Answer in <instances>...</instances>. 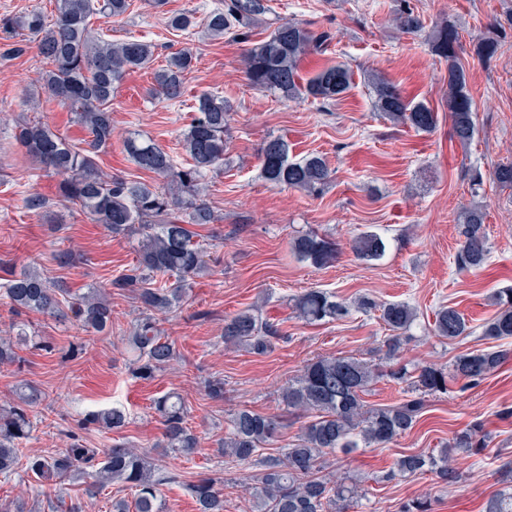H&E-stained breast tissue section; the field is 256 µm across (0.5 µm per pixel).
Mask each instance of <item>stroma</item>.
<instances>
[{"label": "stroma", "instance_id": "35a3bbf8", "mask_svg": "<svg viewBox=\"0 0 512 512\" xmlns=\"http://www.w3.org/2000/svg\"><path fill=\"white\" fill-rule=\"evenodd\" d=\"M118 22L93 19L108 40L147 41L155 46V65L128 73L111 102L112 143L98 156L100 168L118 178L155 182V174L139 169L128 157L123 140L137 132L151 138L178 164H185L182 134L196 114L198 98L212 93L232 106L226 164L209 175L204 199L215 219L196 226L207 268L194 277L186 298L160 316L159 327L175 343L177 358L151 380L133 378L126 346L141 307L131 289L112 282L137 263L138 234H115L95 223L80 206L60 202L58 176L36 166L15 140L17 122L32 118L48 123L70 142L86 136L72 112L51 98L38 81L45 62L26 32L0 31V45L21 43L24 54L0 59V286L27 266H36L51 283L74 292L109 289L112 326L102 333L75 323L11 309L0 293V336H15L17 327L53 343L48 354L20 347L18 363L0 365V401L30 385L41 399L30 410L32 436L27 455L55 452L76 434L89 448L104 449L128 442L180 474L181 480L160 486L162 512H197L183 483L198 474L223 480L227 512H252L242 483L257 473L216 453L227 419L241 407L262 414L282 411L281 389L304 366L321 356H353L382 365L386 334L377 313L310 325L298 319L294 296L307 288H323L352 301L369 295L380 302L403 301L418 319L401 348L403 362L450 367L458 355L483 347L478 334L494 317L493 295L512 286V189L502 188L491 174L512 162V0H269V10L251 28L249 40L232 33L211 39L203 21L224 0H129ZM411 9L423 24L405 33L394 15ZM192 13L197 25L185 32L167 25L170 15ZM286 19L314 32L331 33L326 50L306 56L301 78L322 67L343 63L353 72L351 90L342 98L284 99L254 89L245 75L249 42L266 39ZM457 26L458 59L467 72L476 133L468 144L453 135L448 114V63L428 42L436 26ZM500 32V46L491 63L475 54L478 41ZM191 50L196 61L187 74L179 100L152 93L154 68L179 50ZM377 72L409 101L423 102L438 115L430 134L397 126L374 108L368 72ZM284 138L293 157L322 155L334 172L330 188L319 197L266 182L261 176V148ZM479 204L486 213L488 260L471 272L458 271L456 216L462 206ZM366 225L387 237L385 258L364 263L351 252L350 240ZM314 232L336 242L339 255L331 266L315 268L300 262L290 241ZM68 252L59 262V252ZM456 307L473 333L452 341L435 336L433 312ZM260 309L279 322L284 341L264 355L225 346L224 319L238 311ZM224 383L214 398L205 385ZM180 393L188 423L201 438L192 458L161 455L156 443L163 425L152 407L167 392ZM117 407L127 420L118 431L86 425L91 412ZM491 438L479 454L459 455L456 483L444 484L434 474L384 480L400 454L430 452L474 424ZM512 360L477 385L452 380L446 391L428 396L427 406L412 430L384 448H369L334 459L335 476L362 480L368 492L361 512H400L404 503L425 496L431 512H484L489 496L512 488ZM87 477L42 482L25 468L0 475V504L21 500L27 512H66L77 503L82 512H112L116 499L130 491L112 484L102 495L85 494Z\"/></svg>", "mask_w": 512, "mask_h": 512}]
</instances>
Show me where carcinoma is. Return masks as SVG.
<instances>
[{
  "mask_svg": "<svg viewBox=\"0 0 512 512\" xmlns=\"http://www.w3.org/2000/svg\"><path fill=\"white\" fill-rule=\"evenodd\" d=\"M128 0H56L53 20L39 9L5 18L4 29L28 32L37 52L49 69L41 72L43 88L75 112L88 137L81 145L71 144L63 135L39 120L19 124L16 139L40 165L61 177L58 190L64 198L80 204L93 220L114 233L137 227L140 239L138 261L112 281L115 288H131L145 310L143 318L127 338L132 374L151 380L157 371L175 357L173 344L161 335L157 315L166 314L183 298L187 278L200 273L204 251L194 241V224H210L214 216L201 199L202 185L211 173L224 168L226 133L230 106L224 97L206 93L199 98L197 115L184 132L182 146L190 159L179 168L174 158L150 140L133 133L124 140V148L142 170L165 179L161 187L141 181H126L105 173L97 163L101 150L112 141V95L125 74L150 67L155 46L142 40L112 42L93 34L90 19L122 17ZM268 11L266 0H224V7L207 16L205 28L218 39L234 31L246 40L258 16ZM401 29L414 32L421 20L410 10L398 12ZM196 25L187 13L173 14L168 26L187 31ZM330 40L326 32L314 34L302 23H280L265 40L246 50L245 73L249 84L284 98L312 97L333 101L343 97L352 86L350 68L337 63L300 82L299 63L311 53L324 50ZM459 31L453 24L436 29L431 50L448 60V112L455 137L463 144L475 133L474 109L467 90V73L458 59ZM493 36L481 39L476 54L489 61L498 52ZM195 56L188 50L167 57L166 64L154 72L152 93L174 101L184 91L185 74L193 67ZM376 109L394 123L406 124L418 132L429 133L437 124V115L422 102L412 103L388 81L372 76ZM262 177L276 186L320 195L332 182L326 160L316 154L299 159L289 156L288 142L282 138L266 141L261 149ZM494 183L512 187V163L499 165L492 173ZM462 240L456 255L458 270L482 267L488 259L485 212L479 206L465 207L457 218ZM350 247L357 259L370 262L382 259L389 247L381 234L367 230L355 234ZM292 251L302 261L324 267L336 260L335 243L315 233H301L292 241ZM168 276L174 281L157 283L153 276ZM5 295L14 308L47 315H60L67 307L83 327L96 332L112 322V305L95 288L83 294L58 299L56 292L35 267H28L8 280ZM497 312L482 326L481 337L504 341L512 339V288L495 295ZM297 316L309 324L343 320L356 309L362 313L380 312L379 319L389 331L384 340L385 358L390 362L387 377L405 383L410 396L393 405L370 406L364 396L379 378L368 363L354 357H326L308 363L300 377L282 390L287 414L314 415L301 427L297 443L277 455L266 453L286 421V414L265 415L241 408L227 420L224 440L218 453L230 462L255 463L261 470L253 475L252 512H347L361 505L366 492L355 482L334 480L324 474L330 458L348 456L361 448L384 447L410 431L425 409L426 397L447 389V378L477 384L494 372L509 351L495 347L475 349L457 356L450 372L434 365L408 367L399 360L402 341L416 320L415 310L405 302L378 303L360 297L349 304L336 294L320 288H308L293 299ZM435 335L448 340L469 336L471 327L455 308L441 305L434 312ZM224 345L242 346L254 354L271 351L285 339L279 324L247 309L224 319ZM40 398L33 387H24L8 406H0V475L8 476L21 460L22 445L31 436L28 411ZM162 425V440L156 447L183 457L198 448V438L186 426L184 398L169 392L154 401ZM125 412L112 408L90 415L87 422L105 429L124 426ZM50 455L29 456L26 467L45 481H62L78 469L88 471L93 481L85 494L92 498L108 485L120 483L134 491L135 512H162L158 487L174 480L157 459L127 443L106 450L84 448L79 437ZM487 434L473 429L458 435L436 454L399 456L386 479L413 476L424 471L436 474L448 483L455 479L451 467L457 452L484 448ZM195 500L198 512H225L224 493L217 479L197 476L184 484ZM485 512H512V492L492 494Z\"/></svg>",
  "mask_w": 512,
  "mask_h": 512,
  "instance_id": "1",
  "label": "carcinoma"
}]
</instances>
